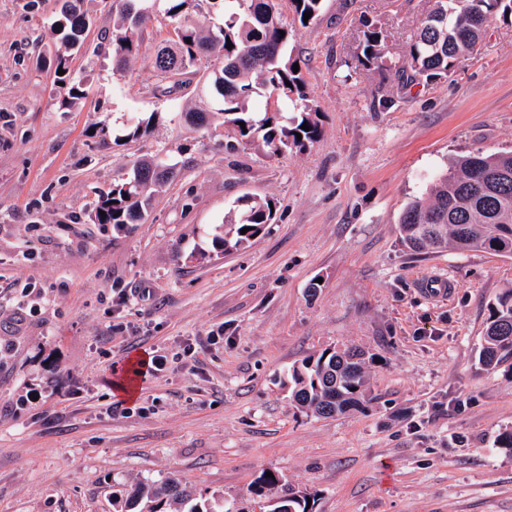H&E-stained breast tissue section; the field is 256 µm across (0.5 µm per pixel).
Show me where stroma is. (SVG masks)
<instances>
[{
  "label": "stroma",
  "instance_id": "stroma-1",
  "mask_svg": "<svg viewBox=\"0 0 512 512\" xmlns=\"http://www.w3.org/2000/svg\"><path fill=\"white\" fill-rule=\"evenodd\" d=\"M433 3L322 0L304 27L278 0L322 133L271 155L187 125L191 88L157 91L163 5L120 74L110 0H85L67 52L84 94L68 107L58 0H0V512H113L114 486L146 478L238 501L264 472L317 492V512H512V450L497 443L512 359L478 364L512 258L415 255L399 234L450 159L512 150V25L491 18L448 77L401 87L393 67ZM368 21L389 69L361 63ZM154 154L179 174L145 222L93 223L96 190ZM248 197L273 199L274 221L216 249ZM439 278L452 291L430 298L422 284ZM333 346L373 355L368 400L319 420L291 402L286 372ZM143 355L166 371L137 372Z\"/></svg>",
  "mask_w": 512,
  "mask_h": 512
}]
</instances>
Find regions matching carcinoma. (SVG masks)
I'll return each instance as SVG.
<instances>
[{
  "mask_svg": "<svg viewBox=\"0 0 512 512\" xmlns=\"http://www.w3.org/2000/svg\"><path fill=\"white\" fill-rule=\"evenodd\" d=\"M84 0H62L61 13L68 32L65 48L76 47L86 27ZM113 70H127L141 49V35L151 19L142 0H114ZM164 15L174 24V37L157 48L150 63L160 82L181 75L198 77L194 102L181 115L197 127L219 122L233 130L241 145H254L269 154L303 148L320 136L319 110L312 103L297 59L287 55L290 34L282 35L277 0H164ZM298 20L319 15L322 0H291ZM221 13L218 23L212 15ZM512 22V0H434L429 15L417 27L398 66L405 85L448 76L454 61L469 52L486 34L489 18ZM362 54L365 64L383 68L384 37L377 26L364 24ZM233 48H228V45ZM211 60L200 72L198 62ZM56 67L65 70L60 82L69 86L71 106L83 96L81 81L68 73L65 54ZM291 86H286V83ZM266 98L264 115L256 116L254 102ZM156 115L138 117L128 136L147 134ZM307 125L309 130L301 129ZM175 165L157 155L136 159L130 169L101 191L91 209L95 224L118 230L140 224L151 208L157 188L173 175ZM430 200H414L399 224L402 243L414 252L452 247L512 257V152L481 151L455 158L429 189ZM106 216H101L100 212ZM268 199H245L242 208L224 217L216 246L229 252L258 235L274 221ZM249 228L246 233L241 229ZM512 357V288L488 306L479 362L487 371ZM365 353L356 349L326 348L288 369L292 398L298 408L316 418H332L363 409L368 391ZM280 479L260 475L248 488L249 499L264 512H316L317 493L290 486L270 496ZM113 512H245L235 503L218 506L207 499L189 503V495L172 480L144 479L134 489L112 495Z\"/></svg>",
  "mask_w": 512,
  "mask_h": 512,
  "instance_id": "1",
  "label": "carcinoma"
}]
</instances>
